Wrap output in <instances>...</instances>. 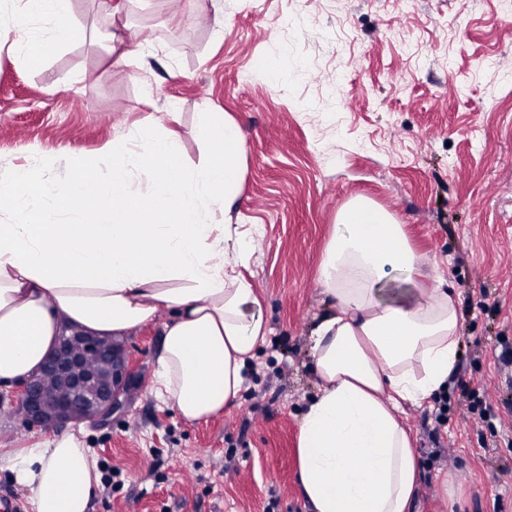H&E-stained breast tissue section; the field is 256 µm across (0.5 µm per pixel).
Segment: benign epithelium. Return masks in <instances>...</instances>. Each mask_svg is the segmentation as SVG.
Wrapping results in <instances>:
<instances>
[{
    "mask_svg": "<svg viewBox=\"0 0 512 512\" xmlns=\"http://www.w3.org/2000/svg\"><path fill=\"white\" fill-rule=\"evenodd\" d=\"M139 383L119 341L66 324L41 366L17 386L15 398L30 427L97 424L123 413Z\"/></svg>",
    "mask_w": 512,
    "mask_h": 512,
    "instance_id": "7a95c632",
    "label": "benign epithelium"
}]
</instances>
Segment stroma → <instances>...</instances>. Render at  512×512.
Masks as SVG:
<instances>
[{"mask_svg": "<svg viewBox=\"0 0 512 512\" xmlns=\"http://www.w3.org/2000/svg\"><path fill=\"white\" fill-rule=\"evenodd\" d=\"M69 0L74 32L39 67L0 51V160L77 155L159 112L180 115L196 162L203 112L241 125L235 222L262 229L249 281L271 334L240 403L190 423L151 389L161 324L124 337L141 385L104 424L29 427L0 386V451L75 433L101 488L91 512H307L296 481L302 408L317 390L309 330L338 214L363 201L403 224L424 265L391 275L420 300L438 275L459 302L460 353L444 399L405 409L422 470L413 512H512V9L500 0ZM118 51L105 56L99 32ZM476 390L495 416L469 412ZM448 404L445 431L423 422ZM238 468L228 476L225 466Z\"/></svg>", "mask_w": 512, "mask_h": 512, "instance_id": "stroma-1", "label": "stroma"}]
</instances>
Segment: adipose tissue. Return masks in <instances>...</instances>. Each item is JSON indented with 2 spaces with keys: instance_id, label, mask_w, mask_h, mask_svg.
<instances>
[{
  "instance_id": "ef3b65f1",
  "label": "adipose tissue",
  "mask_w": 512,
  "mask_h": 512,
  "mask_svg": "<svg viewBox=\"0 0 512 512\" xmlns=\"http://www.w3.org/2000/svg\"><path fill=\"white\" fill-rule=\"evenodd\" d=\"M67 0H0V43L26 67L69 35ZM151 118L113 136L97 161L0 166V384L31 374L62 322L110 336L162 325L153 391L188 422L238 405L270 333L242 268L258 225L234 224L245 137L228 114L202 113L199 162ZM401 224L358 202L341 211L319 267L325 309L309 333L318 379L297 434L310 512H411L420 468L405 405L444 391L459 353V308L434 278L416 303L387 299L390 272L420 273ZM30 512H88L101 474L75 435L10 454Z\"/></svg>"
}]
</instances>
